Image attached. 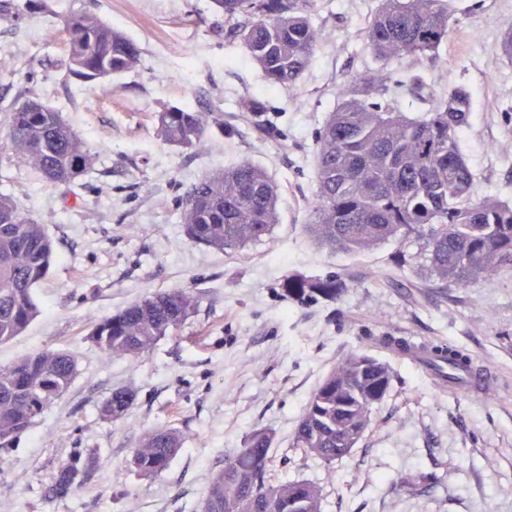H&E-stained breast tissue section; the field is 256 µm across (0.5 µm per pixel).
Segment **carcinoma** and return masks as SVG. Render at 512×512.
<instances>
[{"label":"carcinoma","instance_id":"obj_1","mask_svg":"<svg viewBox=\"0 0 512 512\" xmlns=\"http://www.w3.org/2000/svg\"><path fill=\"white\" fill-rule=\"evenodd\" d=\"M235 21L246 54L260 67L267 84L295 85L323 39L308 18L310 0H214ZM448 0H385L366 30L369 48L391 62L407 56L434 57L447 43ZM45 40L63 41L65 79L78 85L105 86L135 70L141 51L135 41L97 15L74 12L46 30ZM393 72L378 70L354 79L343 101L317 136L316 189L308 203L307 230L332 252L359 254L395 242L400 265L418 244L426 270L457 288L491 283L512 274V206L492 197L473 199L472 172L460 150L459 133L468 124L471 103L459 88L439 106L418 116L386 98ZM7 148L53 184L76 188L94 155L62 115L26 88L4 109ZM212 114L171 106L159 113L163 138L174 145L201 149L208 143ZM278 186L248 160L206 173L181 199V222L190 242L236 251L271 235L278 223ZM54 243L45 225L36 223L20 201L0 192V345L21 335L39 312L34 289L47 276ZM348 287L339 276L321 282L288 281L290 293L309 299ZM198 296L190 288H170L136 300L98 323L90 339L108 358L138 356L180 328L195 312ZM376 341L397 353L412 348L403 337ZM430 356L444 354L448 371L474 372L459 349L428 346ZM77 364L70 355L42 350L0 368V448L12 446L70 386ZM390 367L363 354L343 358L308 400L292 436V447L327 465L349 455L364 437L375 405L390 390ZM134 402L124 387L112 391L102 412L122 418ZM182 445L175 430L157 427L133 449L130 465L144 475L168 468ZM272 436L253 431L224 468L212 474L201 512H322V493L306 479L270 478ZM92 458L78 453L59 468L54 495L71 491ZM432 475L400 478L414 495Z\"/></svg>","mask_w":512,"mask_h":512}]
</instances>
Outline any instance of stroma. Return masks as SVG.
Here are the masks:
<instances>
[{
  "label": "stroma",
  "instance_id": "1",
  "mask_svg": "<svg viewBox=\"0 0 512 512\" xmlns=\"http://www.w3.org/2000/svg\"><path fill=\"white\" fill-rule=\"evenodd\" d=\"M0 0V101L28 81L96 156L78 194L47 182L6 147L0 120V191L14 195L53 238L56 257L34 291L40 312L0 345V367L54 349L74 356L78 374L51 409L0 448V512H198L210 476L253 430L273 437V481L308 479L322 512H512V275L470 288L433 279L419 264L399 266L395 244L350 256L320 247L305 226L315 191L316 137L355 78L386 67L409 115L435 108L448 92L471 97L459 145L476 197L512 204V58L502 42L512 0H452L448 41L431 61L383 63L365 31L382 0H312L324 32L297 85L267 88L233 24L213 0H51V12ZM96 14L138 44L140 66L90 90L66 81L62 43L43 38L57 15ZM23 57L27 79L12 72ZM258 99L264 112H243ZM210 112L209 150L171 145L158 114L169 106ZM248 160L277 183L278 224L239 251L189 242L180 201L202 174ZM341 275L340 297L289 299L285 279ZM194 289L195 313L138 357L105 359L89 333L147 293ZM447 342L471 356L493 395L437 390L430 376L365 343L363 331ZM363 353L398 378L369 429L333 466L290 446L302 410L342 358ZM134 391L120 420L102 408L114 388ZM177 430L183 444L168 469L130 467L150 430ZM77 450L93 459L73 493L53 496L59 466ZM435 472L423 493L401 491L400 475ZM121 482H113L115 472ZM24 481H17V474Z\"/></svg>",
  "mask_w": 512,
  "mask_h": 512
}]
</instances>
